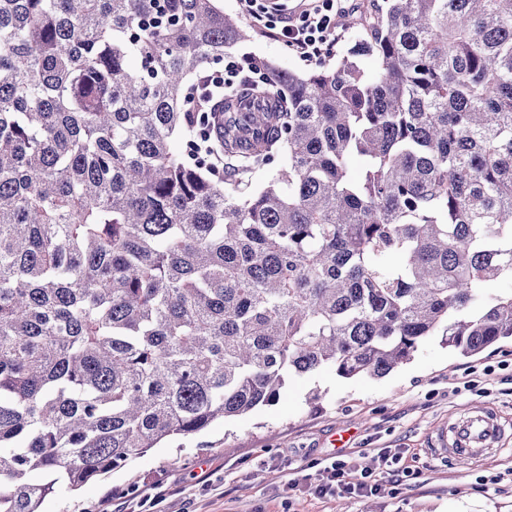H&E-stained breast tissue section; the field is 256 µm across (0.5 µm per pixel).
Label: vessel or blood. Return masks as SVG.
I'll use <instances>...</instances> for the list:
<instances>
[{"instance_id":"obj_1","label":"vessel or blood","mask_w":512,"mask_h":512,"mask_svg":"<svg viewBox=\"0 0 512 512\" xmlns=\"http://www.w3.org/2000/svg\"><path fill=\"white\" fill-rule=\"evenodd\" d=\"M441 441L443 446L437 449V456L474 463L504 445L505 425L496 412L479 407L456 419L451 432L443 435Z\"/></svg>"}]
</instances>
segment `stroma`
I'll use <instances>...</instances> for the list:
<instances>
[{
  "mask_svg": "<svg viewBox=\"0 0 512 512\" xmlns=\"http://www.w3.org/2000/svg\"><path fill=\"white\" fill-rule=\"evenodd\" d=\"M241 49L310 68L256 28ZM480 404L512 434V339L466 357L434 336L381 379L330 367L289 378L272 405L170 438L76 492L47 496L40 512H512V438L478 466L433 452L438 432ZM336 460L371 467L380 491L316 497Z\"/></svg>",
  "mask_w": 512,
  "mask_h": 512,
  "instance_id": "1",
  "label": "stroma"
}]
</instances>
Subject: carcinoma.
Returning <instances> with one entry per match:
<instances>
[{
    "instance_id": "1",
    "label": "carcinoma",
    "mask_w": 512,
    "mask_h": 512,
    "mask_svg": "<svg viewBox=\"0 0 512 512\" xmlns=\"http://www.w3.org/2000/svg\"><path fill=\"white\" fill-rule=\"evenodd\" d=\"M347 26L333 64L256 57L265 82L213 99L250 38L215 0H0V512L291 375L512 337L487 293L512 278V0Z\"/></svg>"
}]
</instances>
